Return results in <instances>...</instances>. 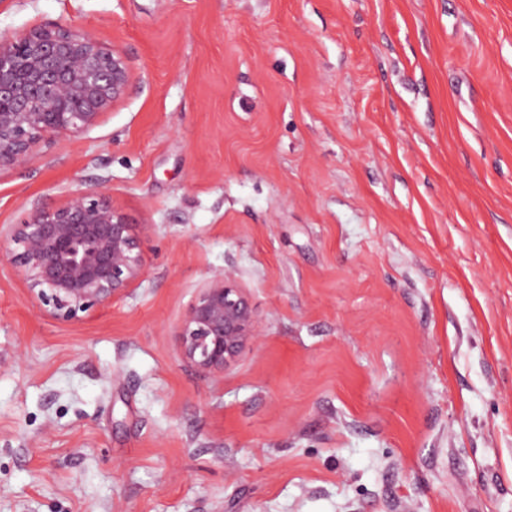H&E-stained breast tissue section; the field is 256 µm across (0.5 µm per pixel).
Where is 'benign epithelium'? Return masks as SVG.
<instances>
[{
    "instance_id": "1",
    "label": "benign epithelium",
    "mask_w": 512,
    "mask_h": 512,
    "mask_svg": "<svg viewBox=\"0 0 512 512\" xmlns=\"http://www.w3.org/2000/svg\"><path fill=\"white\" fill-rule=\"evenodd\" d=\"M132 87L127 55L89 33L34 27L0 39V170L28 163L39 144L94 126ZM21 252L0 254L19 268L30 297L65 321L104 307L145 272L141 241L102 190H76L54 209L32 206L0 238ZM262 339L250 293L232 270L202 284L179 329V354L218 378Z\"/></svg>"
}]
</instances>
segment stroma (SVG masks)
<instances>
[{
	"label": "stroma",
	"mask_w": 512,
	"mask_h": 512,
	"mask_svg": "<svg viewBox=\"0 0 512 512\" xmlns=\"http://www.w3.org/2000/svg\"><path fill=\"white\" fill-rule=\"evenodd\" d=\"M131 95L0 171L102 188L145 273L71 321L0 264V512H512V0H0ZM232 269L261 343L178 353Z\"/></svg>",
	"instance_id": "1"
}]
</instances>
